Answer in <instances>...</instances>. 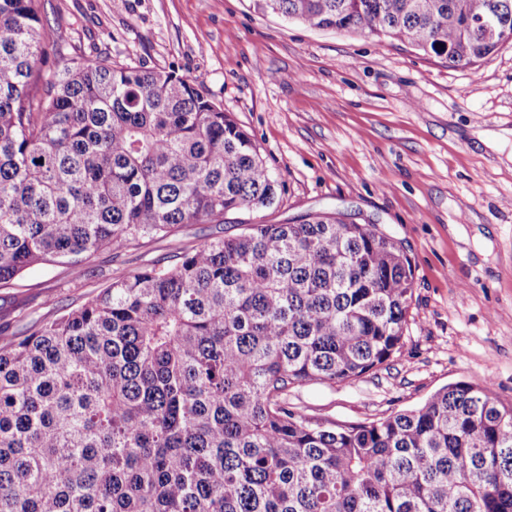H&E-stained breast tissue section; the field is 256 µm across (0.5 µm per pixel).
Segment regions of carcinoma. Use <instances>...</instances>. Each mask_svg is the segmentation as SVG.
<instances>
[{"mask_svg": "<svg viewBox=\"0 0 512 512\" xmlns=\"http://www.w3.org/2000/svg\"><path fill=\"white\" fill-rule=\"evenodd\" d=\"M252 2L450 66L512 41V0ZM47 48L39 0H0L1 286L180 224L255 222L0 344V512H512V405L490 385L369 423L288 399L401 351L400 242L339 213L266 223L280 184L261 147L192 80L83 54L47 73Z\"/></svg>", "mask_w": 512, "mask_h": 512, "instance_id": "cac0c4a2", "label": "carcinoma"}]
</instances>
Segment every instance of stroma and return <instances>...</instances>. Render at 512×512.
Segmentation results:
<instances>
[{
	"label": "stroma",
	"instance_id": "obj_1",
	"mask_svg": "<svg viewBox=\"0 0 512 512\" xmlns=\"http://www.w3.org/2000/svg\"><path fill=\"white\" fill-rule=\"evenodd\" d=\"M57 45L191 79L261 147L283 192L269 223L340 212L399 241L414 266L404 347L359 380L294 389L307 413L367 422L441 387L492 384L512 404V42L451 67L401 42L312 29L250 0H41ZM231 224H187L80 274L27 269L0 288V326L54 315Z\"/></svg>",
	"mask_w": 512,
	"mask_h": 512
}]
</instances>
